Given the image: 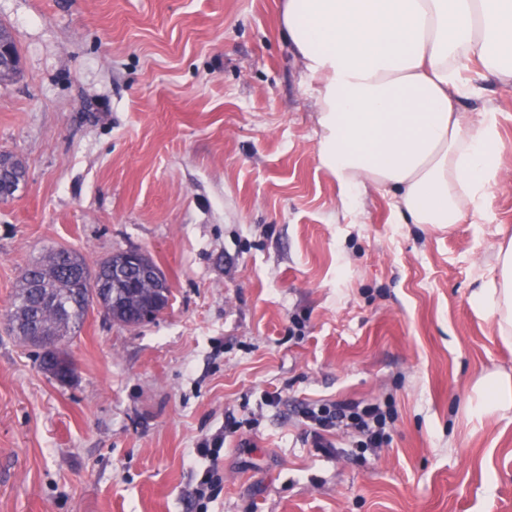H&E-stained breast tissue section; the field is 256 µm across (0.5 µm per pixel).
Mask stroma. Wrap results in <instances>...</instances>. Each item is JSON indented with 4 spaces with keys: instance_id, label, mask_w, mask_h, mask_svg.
Returning a JSON list of instances; mask_svg holds the SVG:
<instances>
[{
    "instance_id": "obj_1",
    "label": "stroma",
    "mask_w": 512,
    "mask_h": 512,
    "mask_svg": "<svg viewBox=\"0 0 512 512\" xmlns=\"http://www.w3.org/2000/svg\"><path fill=\"white\" fill-rule=\"evenodd\" d=\"M280 5L0 0V152L26 168L0 202V512H198L211 468L207 512H512V413L472 415L512 346L470 303L512 238V85L462 102L498 114L480 223L403 224L382 191L343 209ZM57 246L141 250L172 292L136 327L90 308L64 383L6 322ZM349 399L391 401L388 447L307 441L301 407ZM0 42L8 43L13 48V59L11 60V50L9 46L0 43V62L6 60H11L10 64L5 65L0 68V83L2 80L10 79L15 76L18 72L19 66V52L13 41L10 30L0 25Z\"/></svg>"
}]
</instances>
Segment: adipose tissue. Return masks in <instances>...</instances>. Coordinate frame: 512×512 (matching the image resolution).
<instances>
[{"label": "adipose tissue", "instance_id": "obj_1", "mask_svg": "<svg viewBox=\"0 0 512 512\" xmlns=\"http://www.w3.org/2000/svg\"><path fill=\"white\" fill-rule=\"evenodd\" d=\"M283 36L317 86L320 165L343 204L393 192L406 224L477 222L499 178L497 115L464 123L472 64L512 82V0H285ZM473 309L512 343V243ZM476 415L512 411V375L475 386Z\"/></svg>", "mask_w": 512, "mask_h": 512}]
</instances>
